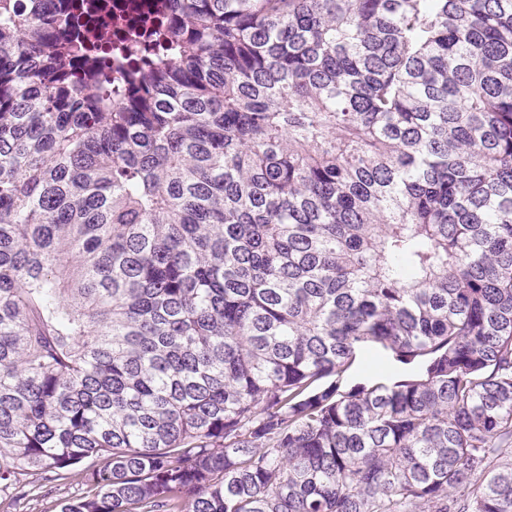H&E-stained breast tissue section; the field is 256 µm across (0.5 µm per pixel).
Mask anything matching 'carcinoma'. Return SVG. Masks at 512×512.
I'll use <instances>...</instances> for the list:
<instances>
[{
	"instance_id": "cac0c4a2",
	"label": "carcinoma",
	"mask_w": 512,
	"mask_h": 512,
	"mask_svg": "<svg viewBox=\"0 0 512 512\" xmlns=\"http://www.w3.org/2000/svg\"><path fill=\"white\" fill-rule=\"evenodd\" d=\"M73 2L0 0V495L512 512V0H164L115 79ZM43 475H24L21 479L30 482L32 497L24 503L14 506L9 499H0V512H43L44 508L50 506L52 501L59 503L66 499L81 494L84 489L75 484L72 479L67 480H44Z\"/></svg>"
}]
</instances>
